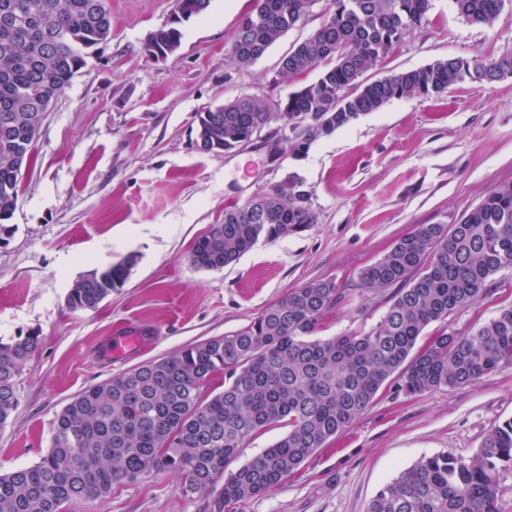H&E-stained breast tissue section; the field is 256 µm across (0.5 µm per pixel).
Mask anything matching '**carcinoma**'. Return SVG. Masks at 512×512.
<instances>
[{"instance_id":"carcinoma-1","label":"carcinoma","mask_w":512,"mask_h":512,"mask_svg":"<svg viewBox=\"0 0 512 512\" xmlns=\"http://www.w3.org/2000/svg\"><path fill=\"white\" fill-rule=\"evenodd\" d=\"M229 58L260 59L317 0H253ZM325 20L283 58L290 82L324 66L318 79L284 102L243 95L197 115L196 142L207 154L229 153L272 123L275 111L296 124L288 151L297 156L360 116L395 99L431 98L467 79L512 76V52L483 62L438 59L365 83L363 72L386 59L428 22L431 0H327ZM506 0H453L465 22L491 28ZM210 0H178L176 17L150 35L148 56L181 45L180 25ZM14 30H0V114L13 116L10 141L35 140L33 120L106 42L112 20L105 0H0ZM25 163L0 138V240L9 235ZM316 223L312 193L288 172L199 236L190 253L200 270L219 271L261 239L299 233ZM136 257L82 276L66 296L72 311L95 310L122 287ZM512 271V184L493 190L451 226L418 224L360 273L362 285H400L377 325L364 334L318 337L346 299L331 279L287 293L242 329L143 363L74 396L52 424L48 453L33 466L0 475V512H64L76 501L154 472L181 479L186 494L207 495L224 480L217 505H242L273 490L376 400L395 373L416 394L457 387L512 364V304L459 334L448 316L474 305L493 277ZM439 324L432 335L426 329ZM34 331L0 338V425L18 406L16 379L39 349ZM221 381L222 389L214 387ZM279 424L287 432L229 476L255 434ZM512 468V420L494 426L470 457H424L381 488L368 512H499L501 471Z\"/></svg>"}]
</instances>
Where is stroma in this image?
<instances>
[{"instance_id":"obj_1","label":"stroma","mask_w":512,"mask_h":512,"mask_svg":"<svg viewBox=\"0 0 512 512\" xmlns=\"http://www.w3.org/2000/svg\"><path fill=\"white\" fill-rule=\"evenodd\" d=\"M105 3L112 36L47 112L22 170L14 233L0 242V337L30 330L41 337L17 378L18 407L0 426V474L38 463L57 413L88 386L240 330L310 281L335 280L347 295L321 337L370 331L392 291L365 289L361 270L416 225L458 223L512 184V77L392 101L276 164L266 143L273 124L240 149L205 154L194 146L198 113L242 94L284 100L317 80L315 70L291 83L277 76L282 59L324 21V0L245 68L228 55L251 0H211L206 13L183 24L180 47L162 60L143 47L173 18L177 0ZM509 51L511 6L488 29L463 21L452 0H432L427 24L363 78ZM292 170L313 193L316 224L259 241L223 270L192 266L195 240L223 219L225 207L246 204ZM131 254L138 260L123 287L97 309H67L76 279ZM510 303L512 291L491 285L450 316L448 328L466 333ZM121 334L150 342L113 363L104 348ZM509 419L512 365L418 394L391 378L348 428L242 512H366L382 486L421 457L471 456ZM215 502L183 494L174 476L152 472L66 512H215Z\"/></svg>"}]
</instances>
